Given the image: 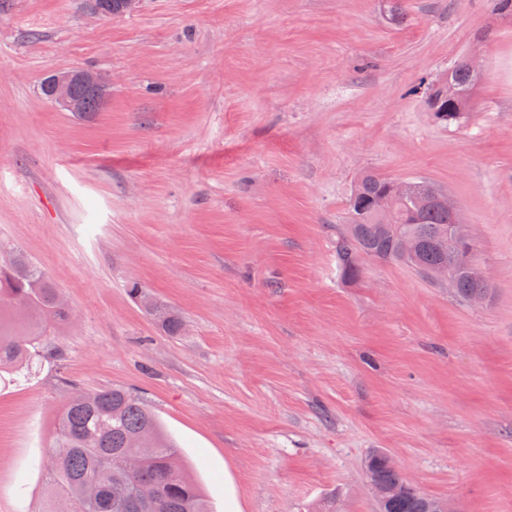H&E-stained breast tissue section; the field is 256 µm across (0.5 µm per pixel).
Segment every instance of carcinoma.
I'll return each mask as SVG.
<instances>
[{"mask_svg": "<svg viewBox=\"0 0 512 512\" xmlns=\"http://www.w3.org/2000/svg\"><path fill=\"white\" fill-rule=\"evenodd\" d=\"M477 83L466 59L459 60L444 79L428 88L426 100L444 124L458 122L467 111ZM459 93L460 111L448 112V87ZM393 179L379 174L357 178L348 198V225L336 237V255L345 276L358 279L363 259L397 261L428 276L448 264L447 193L435 183L418 179L419 192L429 202L418 207L412 198L396 200L378 215L377 197ZM448 288L466 302L476 294H492V284H479L466 267L448 274ZM149 314L169 335H178L182 320L164 304L149 305ZM65 307L46 273L20 253L0 267V373L30 371L44 357L42 336L48 322L66 320ZM56 421L49 474L52 496L44 512H212L190 479L177 444L140 394L123 387L81 392L73 384ZM366 468L377 484L399 488L408 481L378 450ZM441 500L418 492L389 498L383 512H436Z\"/></svg>", "mask_w": 512, "mask_h": 512, "instance_id": "obj_1", "label": "carcinoma"}]
</instances>
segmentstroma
<instances>
[{
	"mask_svg": "<svg viewBox=\"0 0 512 512\" xmlns=\"http://www.w3.org/2000/svg\"><path fill=\"white\" fill-rule=\"evenodd\" d=\"M460 124L425 105L473 47ZM91 70L76 115L41 93ZM364 172L457 201L493 293L336 261ZM71 319L0 379V512H39L61 380L141 392L213 512H377L365 461L455 512H512V13L490 0H0V263ZM183 319L167 335L130 293ZM79 86L89 88L95 94L80 90L85 98L87 108L83 99L76 93ZM42 89L52 102L75 114H83L88 110L89 112L98 111L99 103L103 104L111 92L110 83L104 76L87 70L52 74L44 81Z\"/></svg>",
	"mask_w": 512,
	"mask_h": 512,
	"instance_id": "1",
	"label": "stroma"
}]
</instances>
